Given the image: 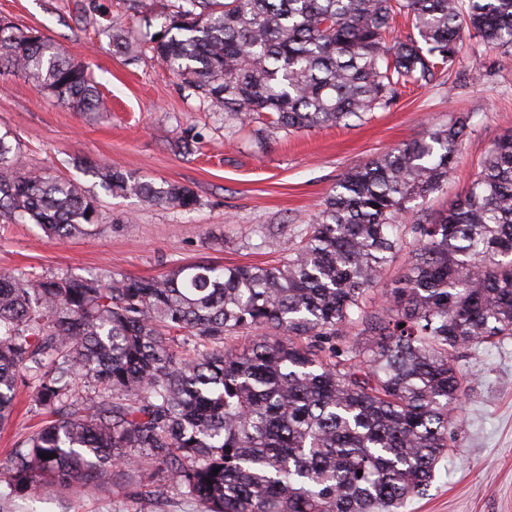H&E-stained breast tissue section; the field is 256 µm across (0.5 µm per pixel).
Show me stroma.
Returning a JSON list of instances; mask_svg holds the SVG:
<instances>
[{"label": "stroma", "mask_w": 512, "mask_h": 512, "mask_svg": "<svg viewBox=\"0 0 512 512\" xmlns=\"http://www.w3.org/2000/svg\"><path fill=\"white\" fill-rule=\"evenodd\" d=\"M124 0H0V17L56 40L88 66L106 102L76 112L38 92L19 73L0 76V134L15 136L26 167L78 179L95 192L105 227L50 244L33 224L0 220V271L85 276L106 270L156 277L190 262L276 265L304 234L336 183L352 168L460 114L469 128L452 174L405 223L433 219L466 189L492 144L512 129V53L469 41L451 74L406 88L365 120L299 132L250 124L229 133L222 113L181 89L152 57L128 62L103 30ZM91 164L120 167L155 183L194 191L199 206L143 208L86 175ZM467 395L457 411V446L423 497L406 512H512V339L461 350ZM27 392L0 429V459L43 421ZM36 512H200L173 494L163 503L129 501L111 489L35 503Z\"/></svg>", "instance_id": "35a3bbf8"}]
</instances>
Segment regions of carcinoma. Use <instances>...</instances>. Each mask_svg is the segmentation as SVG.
I'll list each match as a JSON object with an SVG mask.
<instances>
[{
	"mask_svg": "<svg viewBox=\"0 0 512 512\" xmlns=\"http://www.w3.org/2000/svg\"><path fill=\"white\" fill-rule=\"evenodd\" d=\"M398 16L416 33L394 36ZM108 31L116 52H142L121 19ZM158 35L150 52L182 88L290 133L389 108L452 69L468 39L511 51L512 0H172ZM1 72L75 112L101 109L87 68L4 19ZM468 127L460 115L348 171L281 265L0 271V426L21 386L49 415L0 463V512L106 485L177 491L203 512H405L454 448L466 396L454 354L512 339V132L438 218L402 223L448 181ZM21 168L0 135L1 219L51 242L102 227L80 181ZM89 173L148 207L197 205L184 185ZM404 250L405 273L367 308ZM252 330L249 346H224Z\"/></svg>",
	"mask_w": 512,
	"mask_h": 512,
	"instance_id": "carcinoma-1",
	"label": "carcinoma"
}]
</instances>
